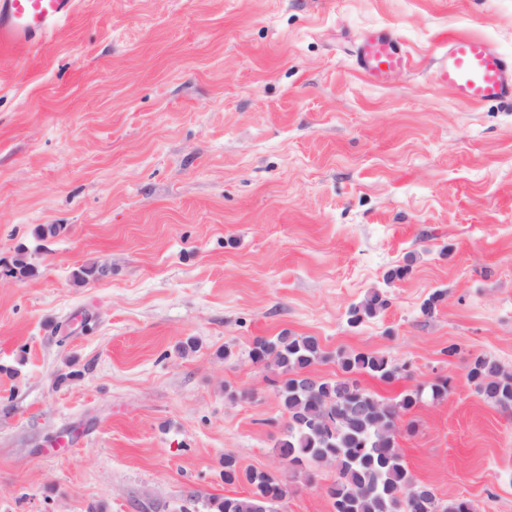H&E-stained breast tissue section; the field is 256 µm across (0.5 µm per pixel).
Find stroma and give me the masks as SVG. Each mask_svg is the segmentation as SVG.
I'll list each match as a JSON object with an SVG mask.
<instances>
[{
    "label": "stroma",
    "mask_w": 512,
    "mask_h": 512,
    "mask_svg": "<svg viewBox=\"0 0 512 512\" xmlns=\"http://www.w3.org/2000/svg\"><path fill=\"white\" fill-rule=\"evenodd\" d=\"M378 28L413 67L377 85L354 60ZM451 34L512 55V0H75L0 59V262L37 268L0 281V512H208L248 491L228 454L283 512H332L334 469L280 459V377L250 358L283 331L320 339L324 379L341 350L403 365L361 376L385 398L449 378L404 417L406 465L512 512V410L466 378L512 370V106L435 81ZM372 289L387 309L350 326ZM467 379L476 393L490 405L512 409V372L494 360L476 355L468 365ZM224 484L244 482L250 491L244 496H224L209 502L211 512H265L266 498L287 495L285 485L273 475L254 469L241 470L233 456L224 457Z\"/></svg>",
    "instance_id": "35a3bbf8"
}]
</instances>
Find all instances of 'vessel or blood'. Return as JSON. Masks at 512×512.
<instances>
[{
  "label": "vessel or blood",
  "instance_id": "b4317fda",
  "mask_svg": "<svg viewBox=\"0 0 512 512\" xmlns=\"http://www.w3.org/2000/svg\"><path fill=\"white\" fill-rule=\"evenodd\" d=\"M74 0H0V49L16 50L39 42L69 20ZM357 68L375 84L388 72L407 68L403 44L387 30L364 35L355 53ZM435 73L458 100L512 105V56L491 41L453 36L435 61Z\"/></svg>",
  "mask_w": 512,
  "mask_h": 512
}]
</instances>
